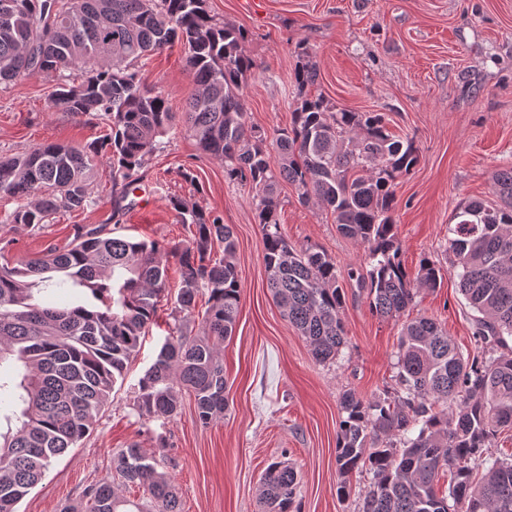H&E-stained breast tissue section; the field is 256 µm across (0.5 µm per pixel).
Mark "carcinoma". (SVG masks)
I'll use <instances>...</instances> for the list:
<instances>
[{"label": "carcinoma", "instance_id": "carcinoma-1", "mask_svg": "<svg viewBox=\"0 0 512 512\" xmlns=\"http://www.w3.org/2000/svg\"><path fill=\"white\" fill-rule=\"evenodd\" d=\"M246 40L244 30L210 14L207 0H0V87L54 74L53 104L106 127L84 145L41 142L1 156L0 198L23 201L8 217L15 228L91 208L97 200L90 178L105 157L118 217L143 178L146 157L160 138L183 128L202 154L224 163L226 179L251 190L267 286L314 358L330 362L346 345L336 261L316 245L288 243L279 184L330 212L338 231L364 246L367 266L349 268L347 277L373 315L397 318L417 293L445 278L428 257L413 278L401 260L396 187L416 166L418 148L413 138L394 135L384 115L338 109L312 94L319 71L302 43L291 126L268 136L241 102L253 68L242 52ZM175 43L184 47L194 85L182 112L138 69ZM494 185L501 203L470 201L448 228L460 291L478 313L473 354L421 316L401 327L395 385L371 401L354 392L341 398L336 494H349L351 473L370 474L359 512H512V461L486 452L497 432L512 428V167L496 172ZM170 205L194 227L182 245L77 225L68 247L0 264V512H16L52 461L91 431L167 293L171 257L180 265L181 318L139 378L133 406L148 419L171 417L184 390L201 423L224 414L218 349L240 313L237 243L216 213L177 198ZM216 242L223 244L218 259ZM201 294L207 307L191 336L183 326ZM160 465L137 444L123 448L112 456V476L60 512H181ZM445 470L443 495L437 485ZM130 484L143 488L145 502L123 495ZM297 487L293 466L269 464L258 488L263 512H299Z\"/></svg>", "mask_w": 512, "mask_h": 512}]
</instances>
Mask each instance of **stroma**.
<instances>
[{
  "label": "stroma",
  "mask_w": 512,
  "mask_h": 512,
  "mask_svg": "<svg viewBox=\"0 0 512 512\" xmlns=\"http://www.w3.org/2000/svg\"><path fill=\"white\" fill-rule=\"evenodd\" d=\"M208 6L248 34L243 50L253 68L241 97L255 126L268 132L289 127L297 100L295 46L302 42L319 69L317 91L340 108L384 113L392 132L415 139L418 163L396 189L401 259L412 275L425 256L451 267L448 226L460 203L495 201L493 176L512 166V0H208ZM140 69L145 83L181 111L192 90L183 46L149 56ZM56 82L36 74L0 90V156L45 141L82 144L102 134V125L51 108ZM188 163L192 183L178 173ZM142 172L117 221L112 171L103 159L90 180L96 206L60 212L38 229L6 228L17 203L0 199V254L35 258L66 247L75 225L111 222L128 239L178 244L190 232L171 198L219 212L234 232L241 279L236 331L222 347L228 408L205 425L187 393L171 418L148 421L133 407L134 388L169 333L179 288V266L169 261L168 294L124 381L89 435L53 460L17 512H60L63 504L79 502L87 485L111 476L113 454L133 443L162 451L160 470L183 512H259V478L276 461L299 474L300 512H358L366 473L352 474L349 497L336 495L340 399L352 391L371 400L393 385L399 323L373 316L365 294L343 280L347 345L335 361L318 362L267 286L262 230L247 187L226 180L223 163L201 155L194 138L180 130L164 137ZM280 199L281 230L291 245L322 248L341 272L363 266V248L337 231L330 213L300 203L285 183ZM420 315L436 320L462 352L473 350L475 313L456 276L420 292L403 317Z\"/></svg>",
  "instance_id": "35a3bbf8"
}]
</instances>
